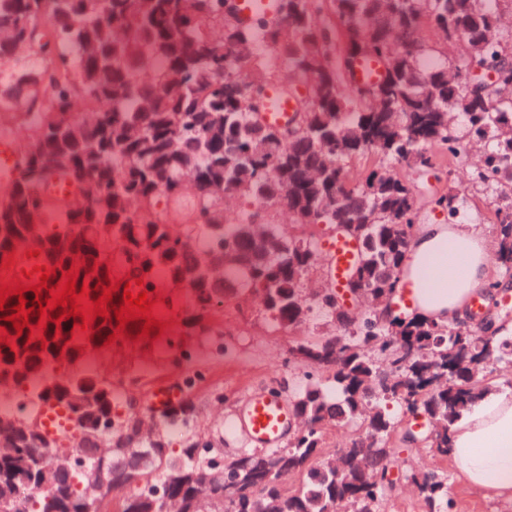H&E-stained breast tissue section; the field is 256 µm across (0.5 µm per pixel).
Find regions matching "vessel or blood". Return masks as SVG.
I'll return each mask as SVG.
<instances>
[{
    "label": "vessel or blood",
    "mask_w": 512,
    "mask_h": 512,
    "mask_svg": "<svg viewBox=\"0 0 512 512\" xmlns=\"http://www.w3.org/2000/svg\"><path fill=\"white\" fill-rule=\"evenodd\" d=\"M293 110L291 99L280 93H271L262 114L263 120L271 125L288 122ZM18 161L16 147L11 139L0 138V188H8L14 176ZM50 201L61 204L79 202L83 194L77 184L62 172L52 173L40 188ZM330 256L332 280L336 286H343L345 274L355 259L356 248L352 241L341 238L326 246ZM231 425L237 434L259 448L281 447L284 438L293 425V415L287 400L271 391H254L247 394L231 417Z\"/></svg>",
    "instance_id": "1"
}]
</instances>
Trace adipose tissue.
Instances as JSON below:
<instances>
[{"label":"adipose tissue","instance_id":"obj_1","mask_svg":"<svg viewBox=\"0 0 512 512\" xmlns=\"http://www.w3.org/2000/svg\"><path fill=\"white\" fill-rule=\"evenodd\" d=\"M493 246L481 225L458 215L416 226L402 267L413 311L442 323L465 320L471 298L486 292ZM448 453L473 487L512 500V391L488 394L452 427Z\"/></svg>","mask_w":512,"mask_h":512}]
</instances>
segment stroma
<instances>
[{"mask_svg": "<svg viewBox=\"0 0 512 512\" xmlns=\"http://www.w3.org/2000/svg\"><path fill=\"white\" fill-rule=\"evenodd\" d=\"M479 155V147L473 146L466 157L445 158L442 181H428L427 189L462 193V209L471 212L492 237L498 222L496 207L486 191L470 184ZM157 284L160 296L176 299L163 334L144 343L128 341L107 351L95 350L91 357L96 361L97 371L112 370L120 394L117 406L122 411H147L157 387L183 382L197 372L202 374L203 379L194 390L197 419L190 430L174 437V446L195 439L215 443L223 448L225 455L239 454L245 451L246 445L237 434L227 431L226 423L246 393L275 389L291 401L313 383L327 384L325 372L311 370L298 362L292 350L301 337L332 333L333 325L328 317L314 315L295 331L278 329L263 315L258 294L241 281L235 293L226 297L223 313L216 317L223 328L222 335L191 338L189 345L196 355L192 361L184 362L176 359L169 343L180 337L181 314L190 306L191 296L167 277H159ZM400 454L447 477L452 512H512V500L467 485L460 466L452 458H435L423 444L403 446Z\"/></svg>", "mask_w": 512, "mask_h": 512, "instance_id": "obj_1", "label": "stroma"}]
</instances>
